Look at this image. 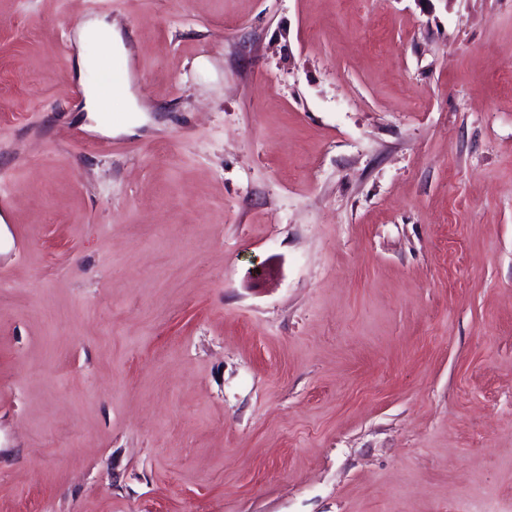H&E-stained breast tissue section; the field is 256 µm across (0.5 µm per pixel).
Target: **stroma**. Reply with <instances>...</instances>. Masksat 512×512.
I'll return each instance as SVG.
<instances>
[{
    "label": "stroma",
    "instance_id": "35a3bbf8",
    "mask_svg": "<svg viewBox=\"0 0 512 512\" xmlns=\"http://www.w3.org/2000/svg\"><path fill=\"white\" fill-rule=\"evenodd\" d=\"M510 65L512 0H0V512H512ZM86 31L93 35L100 45L107 49V56L120 59L124 66V77L118 70L112 71V65H107L97 69L99 77L94 82H89L86 88V95L83 108L89 112L88 117L95 121L94 128L105 134L113 132H123L127 134L134 133V128L139 126L136 114L120 125L112 127V122L121 118L118 110V95L123 79V93L119 98L123 112H141L136 105V101L130 92V81L125 63L127 60L128 49L125 46L120 31L111 23L104 19H94L87 23ZM112 84L113 99L112 103L107 104V109L112 113V121L105 119L104 112H107L103 101V88ZM112 109V110H111Z\"/></svg>",
    "mask_w": 512,
    "mask_h": 512
}]
</instances>
